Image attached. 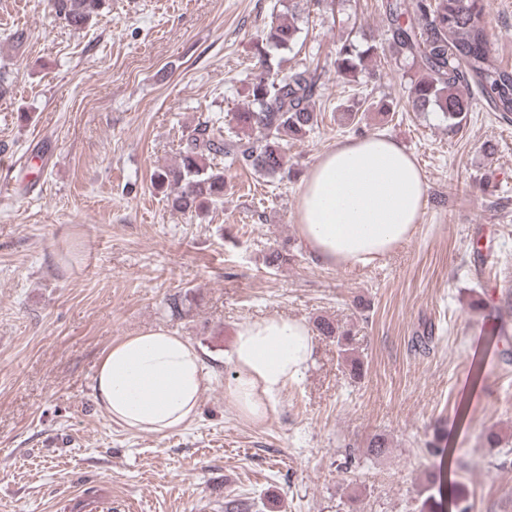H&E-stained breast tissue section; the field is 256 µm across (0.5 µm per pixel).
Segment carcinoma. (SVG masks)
<instances>
[{"label":"carcinoma","instance_id":"obj_1","mask_svg":"<svg viewBox=\"0 0 512 512\" xmlns=\"http://www.w3.org/2000/svg\"><path fill=\"white\" fill-rule=\"evenodd\" d=\"M52 10L67 25L83 29L96 19L103 0H50ZM388 47L397 59L410 60L423 74L411 82L408 102L415 112L438 111L456 130L471 110L465 87L475 88L489 111L512 122V67L502 65L492 51L484 23V0H388ZM301 28L293 17L275 15L256 45L259 71L247 88V106L235 113L236 129L219 121H204L185 134L178 162L155 174L154 182L174 187L172 210L201 213L224 201V171L246 168L274 177L284 170V146L318 126L314 110L320 74L306 65L286 72L268 64L271 52H290ZM373 47L361 51L351 42L336 49V76L350 83L365 69ZM223 158L224 166L214 163ZM320 335L336 342L349 374L361 376L363 362L353 348L350 332L329 320L317 324ZM421 512H445L449 501L460 507L466 490L448 480L444 470L427 483Z\"/></svg>","mask_w":512,"mask_h":512}]
</instances>
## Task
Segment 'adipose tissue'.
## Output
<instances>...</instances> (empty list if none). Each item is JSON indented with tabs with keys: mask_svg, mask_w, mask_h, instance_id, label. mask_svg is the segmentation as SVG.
<instances>
[{
	"mask_svg": "<svg viewBox=\"0 0 512 512\" xmlns=\"http://www.w3.org/2000/svg\"><path fill=\"white\" fill-rule=\"evenodd\" d=\"M424 172L395 139L372 134L336 144L300 187V239L320 261L353 267L391 253L421 221ZM309 325L283 316L238 323L225 393L240 417L267 420L288 384L313 361ZM208 382L203 359L185 338L158 326L116 341L94 378L98 403L125 428L164 435L193 420Z\"/></svg>",
	"mask_w": 512,
	"mask_h": 512,
	"instance_id": "ef3b65f1",
	"label": "adipose tissue"
}]
</instances>
